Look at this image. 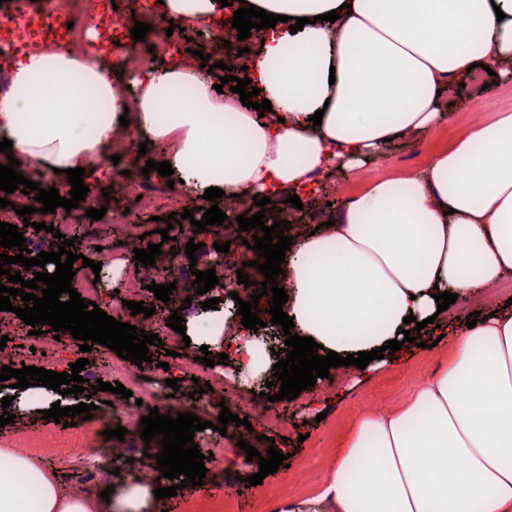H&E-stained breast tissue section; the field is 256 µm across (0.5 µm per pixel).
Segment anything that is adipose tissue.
Here are the masks:
<instances>
[{
	"mask_svg": "<svg viewBox=\"0 0 512 512\" xmlns=\"http://www.w3.org/2000/svg\"><path fill=\"white\" fill-rule=\"evenodd\" d=\"M283 15L247 73L271 112L219 98L210 73L182 55L111 77L96 52L16 54L14 93L0 96V134L21 169L68 186L133 129L166 145L164 161L195 195L226 194L227 223L257 197L308 192L312 173L380 160L394 136L428 133L442 97L471 64L512 80V0H249ZM135 13L207 29L219 0H134ZM338 11L335 22L324 14ZM504 19H497V12ZM302 18L291 32L289 19ZM323 111L320 124L309 117ZM128 126H120V116ZM277 283L294 332L344 356L401 339L406 316L435 317L454 336L448 364L394 411L360 417L317 493L271 512H512V307L462 328L435 291L479 299L512 278V114L465 127L428 164L371 181L342 200L335 223L293 239ZM239 376L261 348L224 320ZM156 481L111 497L67 490L41 452L0 448V512H143Z\"/></svg>",
	"mask_w": 512,
	"mask_h": 512,
	"instance_id": "1",
	"label": "adipose tissue"
}]
</instances>
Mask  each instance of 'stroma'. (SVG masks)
Here are the masks:
<instances>
[{"label": "stroma", "mask_w": 512, "mask_h": 512, "mask_svg": "<svg viewBox=\"0 0 512 512\" xmlns=\"http://www.w3.org/2000/svg\"><path fill=\"white\" fill-rule=\"evenodd\" d=\"M454 104L447 125L427 134L397 138L386 150L379 161L368 164L364 169L349 172L338 171L323 176L314 187L311 197L303 199V209L309 212V219L299 222V232L314 231L321 223L322 215L318 208L322 204L335 203L341 197L357 195L369 182L392 174L402 173L424 167L431 154L439 149L451 147L458 132L465 126L477 122H492L503 113H512V83L504 84L491 79L487 73L478 76H465L462 86L456 87L450 96ZM191 210L195 220H202L203 213L195 209L194 204L185 195L168 192L153 211L135 210V221L145 231V243L160 245L164 258L173 259L177 271H184L189 266L197 270L210 269L213 262L223 260V253L217 252L216 244L229 243L231 251L242 250L244 241L252 240V232L245 231L238 236H225L222 229L208 228L207 231L195 235V242L204 246L205 256L197 262H190L185 253L189 239L180 236L174 243L162 242L158 232L159 221L169 214ZM89 229L97 236L96 249L86 245H74L73 253L84 254L85 259L94 261L101 257L112 258V270L109 275L111 282L125 280L126 271L122 258L127 253L126 245L121 242L120 232H109L103 229L101 221L93 220ZM249 289H242L239 299L249 300ZM236 299V300H239ZM235 299L222 297L215 310L201 317L196 313L201 307L203 298L198 293L197 285L178 286L168 302L170 310L180 311L190 337L189 346L179 349L175 358L167 357L164 346L154 344L149 348L150 362L144 363V372L155 371L157 363L168 362L176 365L179 362L193 361L199 356L201 346H208L210 351L218 353L224 349V339L207 333V325L224 319L225 311L232 309ZM424 345L418 348L415 356L405 362L386 365L379 370L360 374L343 367H336V374L341 375L346 390L341 398H331L329 390L322 385L306 388L294 400H279L273 407L287 414L291 426L277 428L269 424L265 414L256 411L251 401L258 398L261 391L257 385V377H271L275 364V353L285 346L283 335H261L259 342L264 353V363L259 367L256 377L240 380L241 396L246 403L232 406L233 414L248 418L251 430L235 424H228L226 436L230 439L231 448L223 454L205 457L207 473L198 488L197 501L210 503L223 498L224 483L222 474H230L248 478L258 472L259 464L247 461L242 448L237 447V440H245L259 453H266L268 448L277 451H289L287 465L279 466L276 473L268 475L262 483L243 489L235 502L238 512H268L270 501L281 496L282 492L300 494L319 487L326 479L328 464L335 459L344 447L355 420L366 413H382L395 408L407 396L414 385L435 370L441 363L447 362L452 345L451 337H438L437 333H428L423 337ZM326 401L327 416L317 419L314 412L319 401ZM42 430L43 447H52L56 441L70 438L74 430L56 424L54 420L43 419L37 405H29L25 415L16 417L14 422L0 427V436H5L13 447L24 449L30 446V433Z\"/></svg>", "instance_id": "obj_1"}]
</instances>
